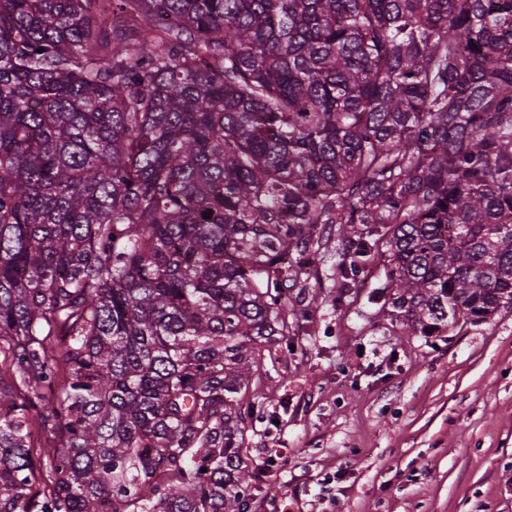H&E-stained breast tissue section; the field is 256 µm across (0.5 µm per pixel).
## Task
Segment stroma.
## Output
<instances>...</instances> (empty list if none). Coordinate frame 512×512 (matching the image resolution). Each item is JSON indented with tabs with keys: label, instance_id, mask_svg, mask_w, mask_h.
<instances>
[{
	"label": "stroma",
	"instance_id": "1",
	"mask_svg": "<svg viewBox=\"0 0 512 512\" xmlns=\"http://www.w3.org/2000/svg\"><path fill=\"white\" fill-rule=\"evenodd\" d=\"M306 282L312 322L263 356L248 512H512V312L410 336L368 291L334 297L336 232Z\"/></svg>",
	"mask_w": 512,
	"mask_h": 512
}]
</instances>
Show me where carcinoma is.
Here are the masks:
<instances>
[{
  "mask_svg": "<svg viewBox=\"0 0 512 512\" xmlns=\"http://www.w3.org/2000/svg\"><path fill=\"white\" fill-rule=\"evenodd\" d=\"M332 226L413 336L512 311V0H0V512H246Z\"/></svg>",
  "mask_w": 512,
  "mask_h": 512,
  "instance_id": "cac0c4a2",
  "label": "carcinoma"
}]
</instances>
